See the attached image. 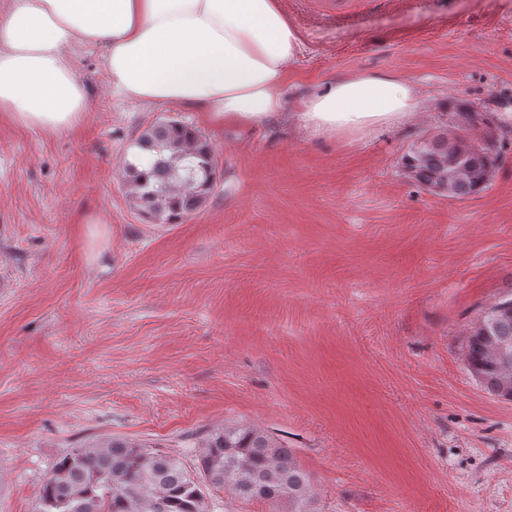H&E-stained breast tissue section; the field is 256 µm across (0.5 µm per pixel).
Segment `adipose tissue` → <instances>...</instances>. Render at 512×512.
<instances>
[{
  "instance_id": "adipose-tissue-1",
  "label": "adipose tissue",
  "mask_w": 512,
  "mask_h": 512,
  "mask_svg": "<svg viewBox=\"0 0 512 512\" xmlns=\"http://www.w3.org/2000/svg\"><path fill=\"white\" fill-rule=\"evenodd\" d=\"M101 47L115 94L256 126L282 108L300 37L276 0H0V115L72 131L88 106L73 76L78 47ZM418 106L408 82L357 73L306 96L296 114L320 135L362 136Z\"/></svg>"
}]
</instances>
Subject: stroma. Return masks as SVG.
Wrapping results in <instances>:
<instances>
[{"instance_id":"35a3bbf8","label":"stroma","mask_w":512,"mask_h":512,"mask_svg":"<svg viewBox=\"0 0 512 512\" xmlns=\"http://www.w3.org/2000/svg\"><path fill=\"white\" fill-rule=\"evenodd\" d=\"M279 3L303 50L264 126L118 98L97 47L74 60L77 130L0 122V512H34L83 442L190 469L202 434L236 424L294 450L318 512H512V401L465 360L512 294V150L465 200L401 165L451 100L512 113V0ZM357 72L412 84L414 115L366 138L295 123ZM169 118L217 162L181 224L146 221L123 184L136 137Z\"/></svg>"}]
</instances>
